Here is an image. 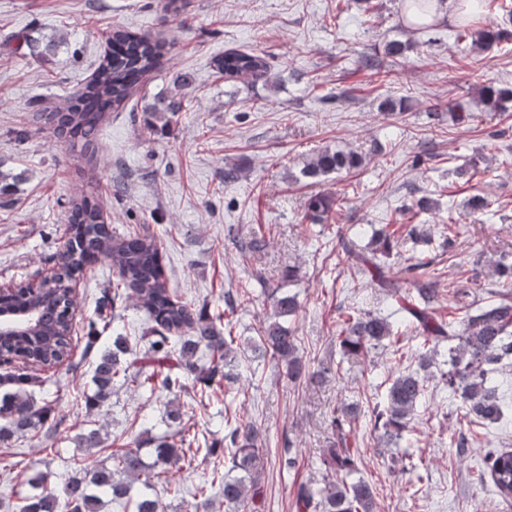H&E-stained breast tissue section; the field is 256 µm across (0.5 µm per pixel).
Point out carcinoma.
Instances as JSON below:
<instances>
[{
	"label": "carcinoma",
	"instance_id": "carcinoma-1",
	"mask_svg": "<svg viewBox=\"0 0 512 512\" xmlns=\"http://www.w3.org/2000/svg\"><path fill=\"white\" fill-rule=\"evenodd\" d=\"M442 0H409L407 10L414 21L427 19L439 12ZM463 29L474 43L491 44L512 37L506 29H473L470 17H465ZM112 50L99 63L92 79L69 98L64 107L45 115L61 143L79 146L84 152H96L99 132L114 110L125 107L134 87L148 74L157 70L167 54L166 44L130 32L121 27L112 29ZM215 69L224 79L234 81L247 77L261 81L268 77L267 59L258 54L228 52L214 60ZM483 103L489 112H498L512 102V89L488 85L482 91ZM185 92L179 99L156 101L148 116L169 121L170 116L185 110ZM458 124L474 120V113L465 100L457 101L452 109ZM355 152L325 149L307 161L303 176L320 178L332 172L358 166ZM333 209V201L316 194L308 198L306 211L322 224L325 214ZM402 232L382 227L376 232L369 253L362 252L356 240L347 234L338 236V244L347 259L368 279L371 287L394 300L393 314L397 320L350 308L343 311L337 340L345 357L359 356L370 347L401 342L406 331L423 339L427 349L416 354L417 368L404 370L392 379L383 401L370 411V426L390 438L400 439L412 431L410 422L425 391L422 373L438 355L439 347L448 344V371L440 372V380L450 395L458 400L464 426L456 429L450 440L457 448L468 443L467 428L483 422H496L504 416L503 404L496 388L489 386V376L504 359L512 356V300L500 301L466 312L460 321L443 319L432 307L436 281L429 262L413 251L398 253L401 268L398 275H389L388 259L395 248L407 238L418 234L413 224L401 225ZM69 240L66 250L57 257V272L50 279L27 281L18 290L3 298V305L39 310L42 337L0 336V353L25 360L33 367L23 372L0 374V387L7 393L0 399V443L5 445L16 435H25L42 428L50 401L37 405L28 386L35 383L38 373L63 364L70 356L73 323L69 309L76 304L70 292L71 281L80 276L85 266L107 263L116 272L98 300L101 309L116 308L127 293H132L144 306L151 321L154 337L147 351L137 356L129 338L117 336L112 347L94 354L91 360L92 382L97 391L93 403L107 397L112 387L134 383L152 395L174 393L184 388L190 378L207 384L229 381L227 371L235 361L229 324L224 322L233 312V299L227 298L224 311L208 314L179 301L168 288L164 255L157 235L149 229L117 234L104 224L96 200L82 194L71 202L68 217ZM412 280L415 292L403 289L401 281ZM277 320L260 329L259 350L281 366L283 376L292 383H315L331 372L323 364L313 367L299 354L297 337L278 318L294 313L297 296L279 289L265 292ZM211 352L212 360L200 363L202 350ZM358 407L346 405L331 413L328 430L331 447L325 449L321 463L325 476L320 482L305 481L294 490L296 512H375V492L366 481L347 482L355 468L354 452L348 446L349 435ZM171 431L160 438L153 448V460L146 462L139 448H117L112 451L111 465L96 466L84 477L67 476L60 487L47 485V476L36 474L28 478L32 493L22 498L18 512H99L107 498L120 512H160L156 489L181 491L172 472L177 466L187 472L194 470L196 453L206 450L213 454L212 444L200 446L198 434H189L181 426L180 408L166 409ZM222 452L231 461L230 476L214 469L194 487L198 499L196 512H209L211 490L223 486L224 503L239 509L255 503L262 496L261 476L264 470L265 439L251 422L226 419ZM485 473L495 493L505 502L512 501V451L489 450L484 457Z\"/></svg>",
	"mask_w": 512,
	"mask_h": 512
}]
</instances>
